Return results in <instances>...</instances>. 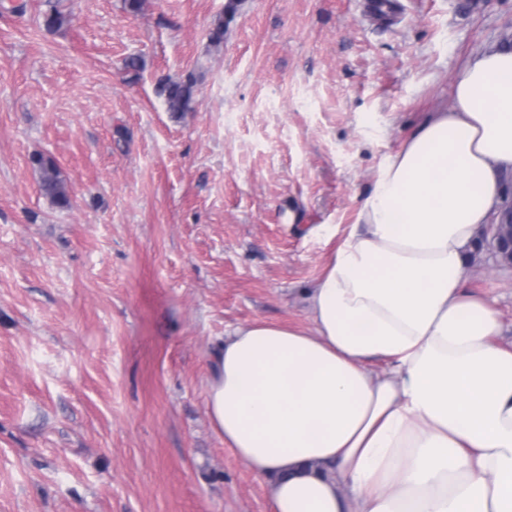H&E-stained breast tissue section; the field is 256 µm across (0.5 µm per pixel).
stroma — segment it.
<instances>
[{
	"label": "stroma",
	"instance_id": "stroma-1",
	"mask_svg": "<svg viewBox=\"0 0 512 512\" xmlns=\"http://www.w3.org/2000/svg\"><path fill=\"white\" fill-rule=\"evenodd\" d=\"M366 2L0 0V512H274L211 427L216 344L311 329L382 162L512 35V0ZM465 279L511 346L512 270ZM193 81L166 82L162 87L168 110L170 112H185L190 105L193 92ZM40 170L41 187L58 205H68L70 199L60 178V172L55 162L51 159L38 157L34 160Z\"/></svg>",
	"mask_w": 512,
	"mask_h": 512
}]
</instances>
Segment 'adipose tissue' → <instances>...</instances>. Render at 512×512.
<instances>
[{
	"label": "adipose tissue",
	"instance_id": "adipose-tissue-1",
	"mask_svg": "<svg viewBox=\"0 0 512 512\" xmlns=\"http://www.w3.org/2000/svg\"><path fill=\"white\" fill-rule=\"evenodd\" d=\"M452 98L378 170L308 291L313 330L254 321L213 353L211 424L276 512H512V347L463 289L512 170V49Z\"/></svg>",
	"mask_w": 512,
	"mask_h": 512
}]
</instances>
